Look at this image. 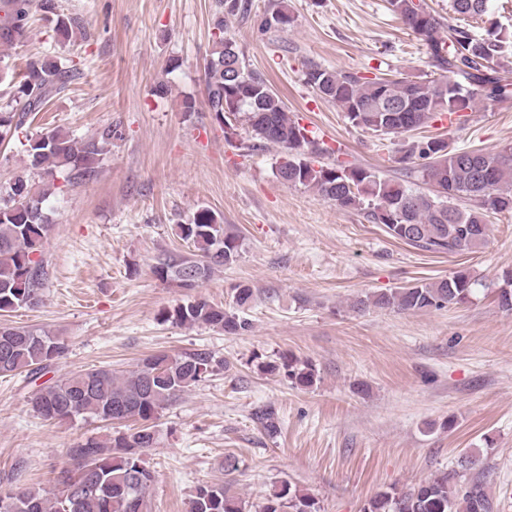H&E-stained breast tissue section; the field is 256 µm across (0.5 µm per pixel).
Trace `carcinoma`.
<instances>
[{
    "instance_id": "carcinoma-1",
    "label": "carcinoma",
    "mask_w": 512,
    "mask_h": 512,
    "mask_svg": "<svg viewBox=\"0 0 512 512\" xmlns=\"http://www.w3.org/2000/svg\"><path fill=\"white\" fill-rule=\"evenodd\" d=\"M31 0H0V42L17 45L27 38ZM392 11L426 46L433 80L410 77H362L341 70L310 67L304 81L321 98L338 105L355 127L384 134H403L423 127L435 114L458 113L482 100L512 97V82L500 72L502 40L482 37L461 27L439 36L442 18L421 0H389ZM224 14L251 13L248 0H224ZM39 9L51 17L57 32L71 36L74 23L61 13L58 0H39ZM450 10L476 17L488 12V0H449ZM293 23L288 7L280 5L266 14L265 27L286 28ZM205 70L206 107L226 124L224 100H236V113H244L253 138L280 146L287 157L276 169L289 184L315 188L328 202L342 209L367 212L370 221L410 246L433 253L471 251L487 242L488 213H512V144L496 150L448 152L441 139L413 142L400 162L421 161L422 177L437 188L430 195L405 184L382 178L370 169L336 161L312 164L307 153L324 149L311 141L305 128L288 116L281 97L261 75L249 71L236 43L224 38L219 18ZM71 78L55 60L28 65L15 86L12 101L0 106V141L14 135L33 112H40ZM118 129L104 128L98 136L82 139L56 127L26 137L28 169L47 179L38 185L27 175H17L0 187V312L42 305L50 278L45 243L52 219L43 208L59 178L69 184L97 172ZM462 200L468 206L451 204ZM179 237L190 252H165L152 266L153 275L181 288H195L218 268L233 264L241 254L239 235L228 230L223 218L201 208L190 222L178 225ZM499 288L501 308L512 311V271ZM482 282L465 271L432 282L367 294L353 309L374 308L397 312L442 309L470 302ZM248 286L236 288V308L224 309L200 298L162 312V321L177 325H205L229 335H243L252 323L241 315L254 303ZM67 351L61 336L35 327L0 326V377L26 373L34 377L50 368ZM223 365L207 352L144 358L135 370L117 375L107 368L66 373L36 389L33 410L46 420L76 417L120 422L134 426L107 442L88 439L67 451L73 468L64 470L49 491L24 490L3 501L5 512H149L148 494L154 476L147 465V451L157 442L155 420L173 400ZM270 372L284 371L291 385L309 388L317 374L311 364L292 356L268 362ZM189 512H320L316 499L283 481L257 505H249L224 483L195 488ZM363 512H493L481 481H461L441 472L406 489L382 492L364 505Z\"/></svg>"
}]
</instances>
